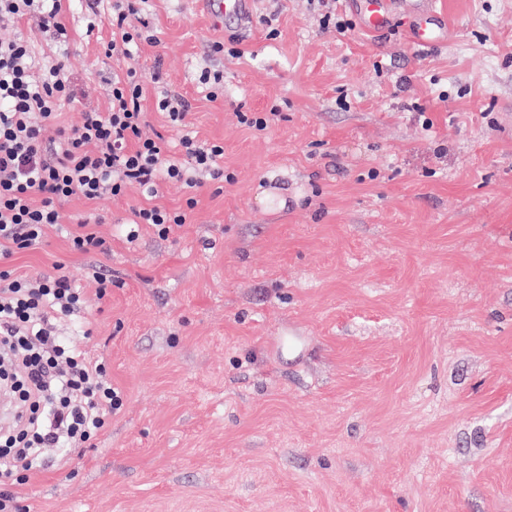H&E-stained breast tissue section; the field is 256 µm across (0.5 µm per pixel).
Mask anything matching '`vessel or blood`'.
<instances>
[{
	"label": "vessel or blood",
	"instance_id": "vessel-or-blood-1",
	"mask_svg": "<svg viewBox=\"0 0 512 512\" xmlns=\"http://www.w3.org/2000/svg\"><path fill=\"white\" fill-rule=\"evenodd\" d=\"M214 13L233 22L241 33H249L259 0H202ZM353 13L361 31L378 35L387 31L397 16L409 15L413 24L409 29L412 43L428 47L446 43L449 25L437 0H344Z\"/></svg>",
	"mask_w": 512,
	"mask_h": 512
}]
</instances>
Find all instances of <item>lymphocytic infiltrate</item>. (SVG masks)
Returning <instances> with one entry per match:
<instances>
[{
  "label": "lymphocytic infiltrate",
  "instance_id": "1",
  "mask_svg": "<svg viewBox=\"0 0 512 512\" xmlns=\"http://www.w3.org/2000/svg\"><path fill=\"white\" fill-rule=\"evenodd\" d=\"M147 0H116L108 22L112 39L105 57L132 58L140 41L151 39ZM60 0H0V21L33 19L53 40L64 42ZM160 85V73L130 66L113 75L106 111H82L78 123L60 117L76 100L63 54L36 52L25 35L0 40V389L13 404V418L0 427V512H19V488L31 472L46 469L45 449L61 455L94 447L124 405L106 361L85 350L91 330L61 336L57 322L87 309L89 299L62 264L37 274L18 272L13 257L42 246L49 229H67L73 251L108 253L88 222L66 228L62 203L72 198L100 201L134 187L147 197L160 184L199 186L202 177L224 179L223 143L182 135L180 156L163 136L142 133L145 83ZM195 197L183 207L134 210L127 237L141 225L159 236L185 224Z\"/></svg>",
  "mask_w": 512,
  "mask_h": 512
}]
</instances>
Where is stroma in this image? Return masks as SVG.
<instances>
[{
  "instance_id": "1",
  "label": "stroma",
  "mask_w": 512,
  "mask_h": 512,
  "mask_svg": "<svg viewBox=\"0 0 512 512\" xmlns=\"http://www.w3.org/2000/svg\"><path fill=\"white\" fill-rule=\"evenodd\" d=\"M442 2L451 40L423 50L405 21L340 34L307 0H262L274 39L148 0L158 41L134 63L233 179L133 242L138 189L71 199L109 253L52 232L15 259L88 293L90 266L116 280L60 332L93 320L125 394L96 447L30 477L24 512H512V0ZM112 3L62 7L65 122L105 111L126 65L102 55ZM229 38L238 55L213 52ZM157 108L159 111L166 114L169 124L173 128H182L184 119L187 112L188 104L183 98H178L177 95L172 94L171 91L165 89L160 92L157 99Z\"/></svg>"
}]
</instances>
